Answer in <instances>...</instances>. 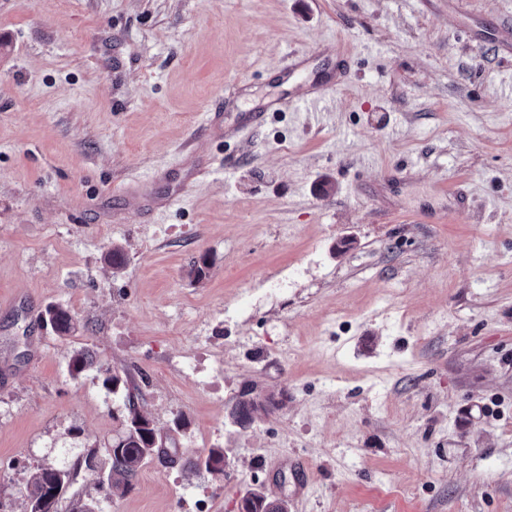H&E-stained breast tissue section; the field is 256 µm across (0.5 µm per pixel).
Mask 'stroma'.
<instances>
[{"instance_id": "35a3bbf8", "label": "stroma", "mask_w": 512, "mask_h": 512, "mask_svg": "<svg viewBox=\"0 0 512 512\" xmlns=\"http://www.w3.org/2000/svg\"><path fill=\"white\" fill-rule=\"evenodd\" d=\"M77 348L180 449L103 512H512V0H0V512L99 499ZM52 323V330L58 337L68 336L74 329V318L71 312L59 305L49 306L45 311ZM71 482L70 472L44 468L33 474L18 494L26 512H58V506ZM30 508L31 511H28Z\"/></svg>"}]
</instances>
